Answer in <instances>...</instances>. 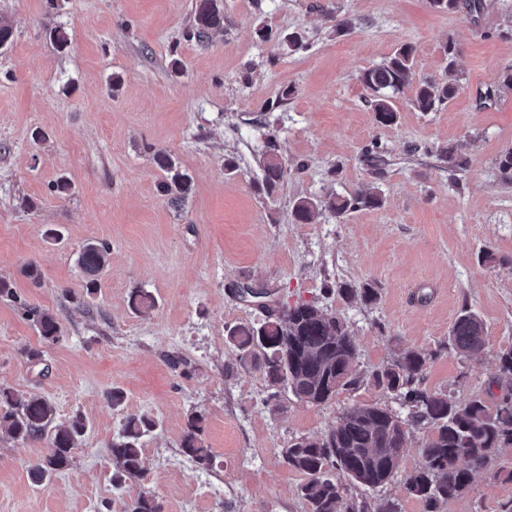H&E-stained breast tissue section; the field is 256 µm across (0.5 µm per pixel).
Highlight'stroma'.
I'll list each match as a JSON object with an SVG mask.
<instances>
[{
    "instance_id": "35a3bbf8",
    "label": "stroma",
    "mask_w": 512,
    "mask_h": 512,
    "mask_svg": "<svg viewBox=\"0 0 512 512\" xmlns=\"http://www.w3.org/2000/svg\"><path fill=\"white\" fill-rule=\"evenodd\" d=\"M195 0H0L14 39L0 50V388L42 396L57 421L82 415L87 431L68 469L34 484L29 469L48 440L0 431V512H124L139 494L161 512H309L306 475L283 451L333 429L345 408L408 409L367 383L406 350L427 353L425 384L459 403L512 394L498 357L512 349V182L498 171L512 146V0H485L479 19L440 12L430 0H222L224 31L204 45L187 36ZM353 27L337 32L339 19ZM276 32L260 41L258 25ZM68 35L66 48L49 38ZM301 34L307 50L284 39ZM458 55L447 70L446 43ZM417 77L459 81L449 103L422 112L411 89L392 98L394 124L376 122L362 72L400 45ZM292 94L271 102L284 88ZM275 137L285 168L273 195L258 192L259 159ZM385 151L381 207L295 222L301 198L372 185L362 160ZM455 147L469 164L451 178L439 156ZM172 154L192 189L161 196L153 149ZM71 185L59 193L58 178ZM60 230L49 239L47 228ZM109 242L98 290L86 295L77 257ZM492 253L493 261L482 258ZM39 269L38 281L23 274ZM267 293L242 300L237 285ZM375 288L345 300L330 287ZM156 299L139 314L133 290ZM312 302L342 318L364 381L312 405L268 381L262 351L243 356L231 328L260 324L283 306ZM50 311L62 328L43 340L22 305ZM485 325L480 355L448 344L461 308ZM41 351V365L28 358ZM176 355L179 366L168 358ZM124 394L111 407V390ZM204 417L213 461L184 455L191 414ZM157 421L141 440L140 477L112 484V440L130 415ZM427 428L412 430L398 469L366 488L336 474L344 502L376 512H425L405 485L423 462ZM444 512H512V447L499 449Z\"/></svg>"
}]
</instances>
